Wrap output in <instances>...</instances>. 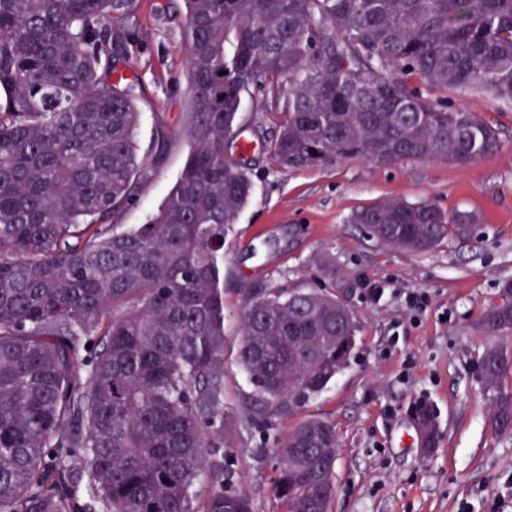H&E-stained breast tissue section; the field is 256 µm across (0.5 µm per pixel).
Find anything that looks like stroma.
Masks as SVG:
<instances>
[{"mask_svg":"<svg viewBox=\"0 0 512 512\" xmlns=\"http://www.w3.org/2000/svg\"><path fill=\"white\" fill-rule=\"evenodd\" d=\"M184 0H139L127 44L139 78L136 143L150 175L135 202L116 215L121 229L144 223L175 185L189 142L187 49L180 20ZM459 104L500 133L502 148L467 166L399 160L377 165L361 157L314 170L282 171L264 142L283 120L256 94L243 97L239 122L252 148L246 165L255 185L224 240V396L232 418L226 460L255 512H285L273 495L274 454L288 431L317 417L340 437L332 512H512V437L495 433L490 393L478 364L493 344L512 352V339L485 334V311L512 281V104L468 93ZM165 136L166 151L154 144ZM389 198L429 200L476 220L425 252L370 239L350 214ZM384 290L371 298L369 287ZM335 289L359 326L354 355L315 399L290 417L257 427L239 414L253 387L237 363L245 289ZM426 295L424 309L405 304ZM432 405L442 432L423 454L407 445L414 401Z\"/></svg>","mask_w":512,"mask_h":512,"instance_id":"1","label":"stroma"}]
</instances>
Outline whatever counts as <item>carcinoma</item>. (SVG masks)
I'll return each mask as SVG.
<instances>
[{"label":"carcinoma","instance_id":"1","mask_svg":"<svg viewBox=\"0 0 512 512\" xmlns=\"http://www.w3.org/2000/svg\"><path fill=\"white\" fill-rule=\"evenodd\" d=\"M189 153L147 224L117 230L146 174L124 75L136 0H0V512H254L221 453L224 240L254 192L234 157L243 94L285 116L280 170L350 157L468 165L499 132L452 93L512 103V0H185ZM475 217L391 199L354 212L379 243L425 252ZM512 332V304L488 309ZM358 326L335 294L247 290L245 418L295 414L347 365ZM512 356L487 349L493 423L512 436ZM427 453L441 432L411 406ZM336 428L275 449L274 497L312 512L334 486ZM205 486L192 510L191 490Z\"/></svg>","mask_w":512,"mask_h":512}]
</instances>
